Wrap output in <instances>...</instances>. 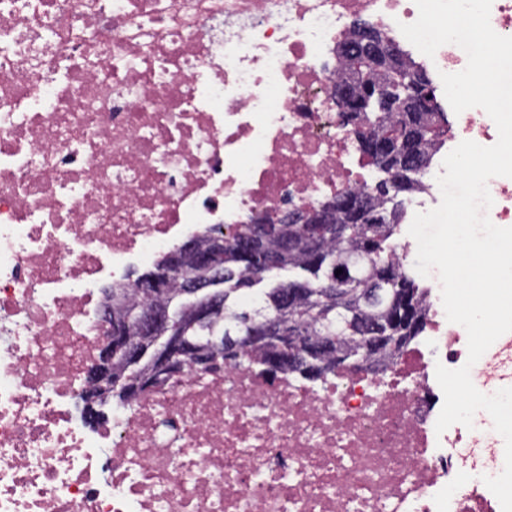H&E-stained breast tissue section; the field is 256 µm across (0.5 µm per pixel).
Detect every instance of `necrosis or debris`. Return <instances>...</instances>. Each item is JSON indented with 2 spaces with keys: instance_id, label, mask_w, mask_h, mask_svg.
Returning <instances> with one entry per match:
<instances>
[{
  "instance_id": "necrosis-or-debris-1",
  "label": "necrosis or debris",
  "mask_w": 512,
  "mask_h": 512,
  "mask_svg": "<svg viewBox=\"0 0 512 512\" xmlns=\"http://www.w3.org/2000/svg\"><path fill=\"white\" fill-rule=\"evenodd\" d=\"M414 0H0V512H501L499 434L436 433L437 366L462 367L437 274L426 324L378 374L320 387L249 363L186 371L91 428L73 411L105 339L100 292L213 227L372 189L336 111V44L356 20L432 75L467 65L406 43ZM454 116L404 200L437 207ZM512 387V332L473 365Z\"/></svg>"
}]
</instances>
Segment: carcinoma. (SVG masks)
Returning a JSON list of instances; mask_svg holds the SVG:
<instances>
[{"instance_id":"cac0c4a2","label":"carcinoma","mask_w":512,"mask_h":512,"mask_svg":"<svg viewBox=\"0 0 512 512\" xmlns=\"http://www.w3.org/2000/svg\"><path fill=\"white\" fill-rule=\"evenodd\" d=\"M442 120L444 113L438 105L433 112L376 115L369 124L368 142L382 138L395 125L413 129ZM440 140L434 133L413 136L405 149L422 163ZM376 168L381 179L363 196L369 211L379 217L377 224H358L349 213L338 210L333 224H244L236 236L224 239V348L218 364L235 366L248 359L268 373L278 346L298 352L311 346L310 337L325 336L326 343L312 353L309 365L283 369L304 381H324L336 374L337 355L369 350L359 339L365 329L414 322L416 327L407 333L409 343L422 333V289L398 268L387 246L391 231L400 223L399 195L418 187L420 167H412L396 155ZM269 262L294 272L288 287L297 292L286 307L281 284L254 295L257 269ZM338 269L342 273H336ZM328 275L336 279L338 292L324 293L322 280ZM127 299L132 306L152 301L182 311L186 331L175 361L182 371H206L197 364V353L215 332L209 324H195L192 315L183 310L177 283L169 286L163 298L133 287ZM263 318H276L305 339L294 343L283 336L278 345L266 342L259 325Z\"/></svg>"}]
</instances>
